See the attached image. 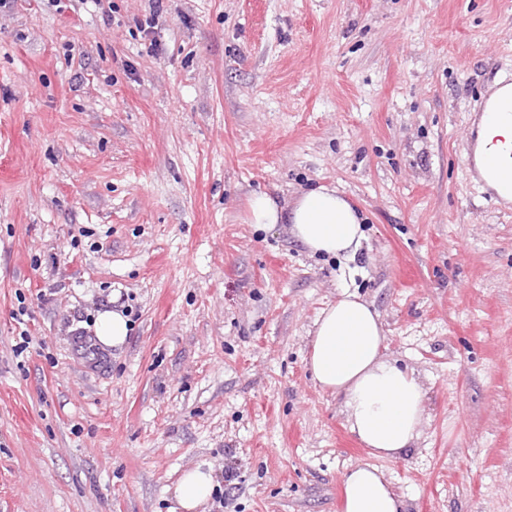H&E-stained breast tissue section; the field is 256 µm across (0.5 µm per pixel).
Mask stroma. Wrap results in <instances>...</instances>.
<instances>
[{
    "instance_id": "stroma-1",
    "label": "stroma",
    "mask_w": 512,
    "mask_h": 512,
    "mask_svg": "<svg viewBox=\"0 0 512 512\" xmlns=\"http://www.w3.org/2000/svg\"><path fill=\"white\" fill-rule=\"evenodd\" d=\"M112 3L0 10V512H171L198 466L236 512H338L371 463L408 512H512V204L463 138L512 0ZM319 185L367 219L355 258L247 222ZM345 290L425 387L395 458L307 366ZM124 292L126 343L78 353Z\"/></svg>"
}]
</instances>
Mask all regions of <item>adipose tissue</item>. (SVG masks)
Listing matches in <instances>:
<instances>
[{
    "instance_id": "obj_1",
    "label": "adipose tissue",
    "mask_w": 512,
    "mask_h": 512,
    "mask_svg": "<svg viewBox=\"0 0 512 512\" xmlns=\"http://www.w3.org/2000/svg\"><path fill=\"white\" fill-rule=\"evenodd\" d=\"M495 115L484 116L476 161L502 198L512 197V93L497 90ZM249 221L260 228L287 224L310 253L352 257L365 237L362 218L337 189L321 186L292 204L270 194L249 200ZM385 331L379 314L358 294L343 291L322 310L310 342L308 364L316 382L343 399L348 428L381 458L414 448L424 414L425 390L413 373L384 359ZM342 512H405L406 503L375 466L345 474ZM214 488L211 471H187L175 487L182 512H197Z\"/></svg>"
}]
</instances>
